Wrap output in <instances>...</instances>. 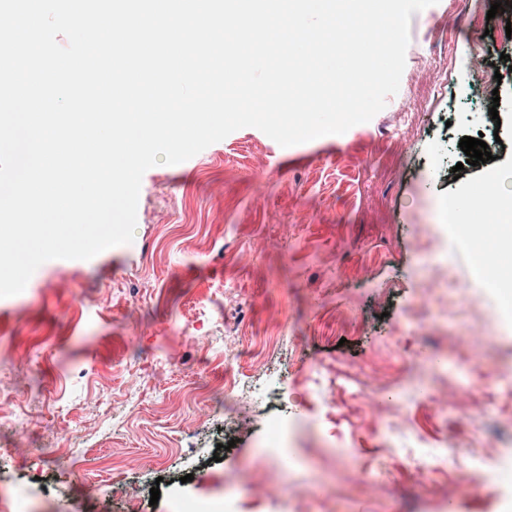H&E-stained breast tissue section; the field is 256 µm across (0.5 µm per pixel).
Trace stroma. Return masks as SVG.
Returning <instances> with one entry per match:
<instances>
[{
    "label": "stroma",
    "instance_id": "obj_1",
    "mask_svg": "<svg viewBox=\"0 0 512 512\" xmlns=\"http://www.w3.org/2000/svg\"><path fill=\"white\" fill-rule=\"evenodd\" d=\"M494 2L439 0L416 13L435 22L456 10L467 23L449 48L411 39L398 92L369 122L290 147L245 127L187 165L154 166L142 179L132 243L90 260L47 261L21 294L0 298V401L15 397L28 410L24 421L0 417V512H128L102 466L122 451L133 478L160 489L157 505L141 503L139 512H173L178 495L223 497V468L251 475L273 408L298 423L295 466L262 465L283 512L319 471L332 476L329 512H512L490 459L491 443L512 440L501 422L512 396V372L503 369L512 362V286L486 281L455 233L428 253L414 247L418 225L445 223L450 201L512 172L508 153L451 176L456 137L484 125L487 99L470 58L512 56V42L500 38L512 8L488 18ZM431 57L438 73L419 67ZM403 106L416 122L401 149L382 131ZM437 263L452 267L458 283L425 318L410 319ZM232 310L245 329L243 361L256 359L278 310L287 326L275 372L344 359L376 385L406 362L424 389L439 372L466 383L468 364L450 339L475 317L488 319L479 412L465 422L468 399L457 392L439 414L415 418L432 447L402 439L388 454L368 421L357 448L341 456L284 386L249 409V433L231 441L212 425L197 452H181L179 418L202 408L224 415L217 348ZM191 329L211 334L214 349L186 344ZM23 445L37 456H15ZM421 457L440 464L420 482L413 461ZM463 479L474 491L459 500L453 488Z\"/></svg>",
    "mask_w": 512,
    "mask_h": 512
}]
</instances>
